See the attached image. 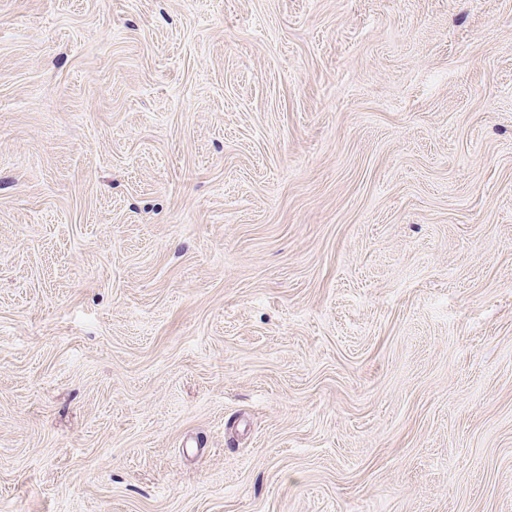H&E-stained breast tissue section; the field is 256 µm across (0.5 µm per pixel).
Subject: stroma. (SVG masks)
Instances as JSON below:
<instances>
[{
    "mask_svg": "<svg viewBox=\"0 0 512 512\" xmlns=\"http://www.w3.org/2000/svg\"><path fill=\"white\" fill-rule=\"evenodd\" d=\"M0 512H512V0H0Z\"/></svg>",
    "mask_w": 512,
    "mask_h": 512,
    "instance_id": "stroma-1",
    "label": "stroma"
}]
</instances>
